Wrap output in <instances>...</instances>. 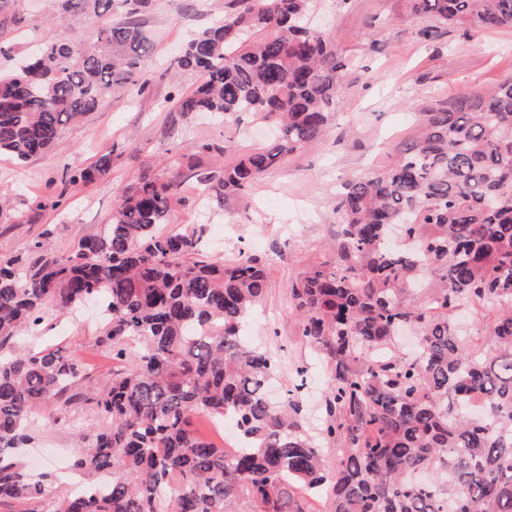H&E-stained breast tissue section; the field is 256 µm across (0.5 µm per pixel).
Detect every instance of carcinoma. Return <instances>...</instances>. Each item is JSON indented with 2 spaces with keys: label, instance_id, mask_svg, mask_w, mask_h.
Masks as SVG:
<instances>
[{
  "label": "carcinoma",
  "instance_id": "1",
  "mask_svg": "<svg viewBox=\"0 0 512 512\" xmlns=\"http://www.w3.org/2000/svg\"><path fill=\"white\" fill-rule=\"evenodd\" d=\"M54 2L66 21L121 20L81 49L50 41L28 68L0 76V155L20 163L49 152L103 98L152 83L140 19L151 0ZM234 2L173 61L202 74L177 111L279 129L265 148L197 174L220 205L322 134L356 65L308 24L312 0ZM408 2L436 29H512V0ZM422 115L389 167L346 183L334 261L292 286L299 335L330 363L323 437L342 444L334 475L302 429L298 395L268 398L278 361L242 341L265 293V261L242 251L196 259L205 225L164 229L178 185L144 172L122 188L106 229L69 256L49 250L47 228L29 256L0 260V506L308 512L303 497L330 481L331 512H512V79ZM111 170L107 153L73 179ZM91 299L101 302L96 342L119 363L98 383L76 350L39 342L48 309L64 317ZM473 303L493 312L487 349L455 320ZM404 327L418 336L412 357L394 347ZM474 390L479 417L467 408ZM49 400L97 414L72 427L87 492L54 504L48 475L20 459L29 417ZM197 415L232 417L243 447L201 436ZM103 475L109 484L94 490Z\"/></svg>",
  "mask_w": 512,
  "mask_h": 512
}]
</instances>
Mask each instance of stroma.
I'll return each instance as SVG.
<instances>
[{
  "mask_svg": "<svg viewBox=\"0 0 512 512\" xmlns=\"http://www.w3.org/2000/svg\"><path fill=\"white\" fill-rule=\"evenodd\" d=\"M232 0H152L142 16L154 42L143 61L154 82L142 95L104 98L84 122L67 127L45 156L16 164L0 156V197L11 210L0 216V258L24 256L44 229H51L57 255L71 252L85 236L104 231L117 189L148 170L178 184L184 197L170 215L172 228L205 227V251L227 259L245 252L267 261V290L257 318L243 333L246 343L280 361L273 400L285 398L300 379L302 426L318 435L325 418L329 371L319 351L304 340L293 314L291 285L304 272L332 257L338 227L333 199L354 175L389 166L399 147L419 131L418 114L430 102L462 94L489 93L512 76V29L470 37L463 30L440 31L424 40L427 17L412 14L408 0H317L312 23L330 32L338 52L356 58L348 86L324 133L306 147L280 159L222 209H200L208 194L196 173L216 170L238 155L265 146L268 128L260 122L235 130L205 114L175 112L176 100L199 81L196 73L172 68L187 42L223 21ZM50 0H0V41L12 48L0 56V74H10L16 58L36 45L62 41L84 45L96 40L101 22L78 25L52 20ZM213 143L210 152L199 142ZM105 153L110 174L87 184L71 181ZM59 206L48 201L57 190ZM95 312L86 319L49 316L43 341L77 347L96 379L112 370V358L99 350ZM59 404L46 402L32 417L31 451L50 450L42 469L71 468L80 450L64 429Z\"/></svg>",
  "mask_w": 512,
  "mask_h": 512,
  "instance_id": "1",
  "label": "stroma"
}]
</instances>
